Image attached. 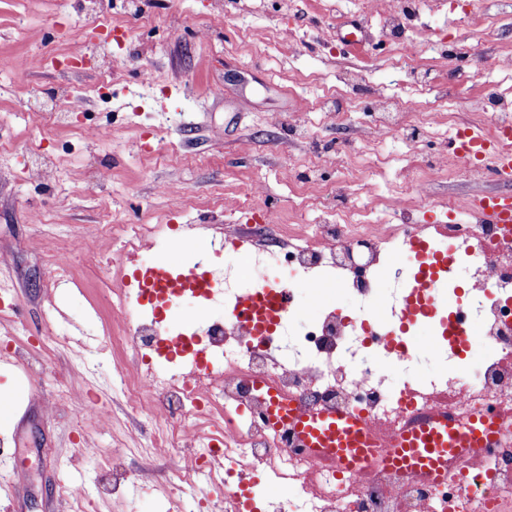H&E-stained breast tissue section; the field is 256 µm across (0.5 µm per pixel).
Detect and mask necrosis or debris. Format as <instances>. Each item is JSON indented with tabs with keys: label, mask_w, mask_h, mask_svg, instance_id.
<instances>
[{
	"label": "necrosis or debris",
	"mask_w": 512,
	"mask_h": 512,
	"mask_svg": "<svg viewBox=\"0 0 512 512\" xmlns=\"http://www.w3.org/2000/svg\"><path fill=\"white\" fill-rule=\"evenodd\" d=\"M368 15L394 46L389 65L416 75L417 49L407 36L421 0H364ZM446 116L420 100L380 98L374 135L419 136L445 124ZM458 224H415L401 211L396 224H372L354 211L335 221L300 226L274 240L258 241L251 285L276 283L285 304L273 330L259 334L244 320L224 317L203 336L186 339V351L201 347L200 370H185L168 355L157 318L137 304L133 289L113 278L111 323L122 333L121 352L133 363L123 370L121 395L131 414L153 413L155 445L183 442L187 454L173 458L182 494L202 483L224 487V512H244L233 478L260 471L263 499L271 512H512V446L499 445L449 455L441 481L388 466L384 448L413 417L446 410L466 421L498 414L512 438V235L504 225L482 222L474 200H452ZM420 271L433 290L418 295L421 323H397L389 339L376 332L378 308L395 306L406 275ZM332 278L354 303L349 313L322 306L318 319L298 324L295 281L320 289ZM388 291H381L379 281ZM458 296L450 311L430 304ZM480 323L479 341L460 330ZM433 339L422 347L419 324ZM480 348L478 361L466 354ZM433 374L420 372L423 353ZM303 408L350 407L372 423L380 447L369 466L349 468L337 458L319 459L287 429L267 420L271 397ZM293 495L279 496L282 486Z\"/></svg>",
	"instance_id": "4bbe7bcc"
}]
</instances>
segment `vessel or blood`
Wrapping results in <instances>:
<instances>
[{"label":"vessel or blood","instance_id":"obj_1","mask_svg":"<svg viewBox=\"0 0 512 512\" xmlns=\"http://www.w3.org/2000/svg\"><path fill=\"white\" fill-rule=\"evenodd\" d=\"M454 156L474 161L482 176L500 183L512 181V126H504L497 138H490L480 126L466 129L451 143ZM483 219L491 224H512V193H490L480 197ZM151 278L163 286L161 304L173 305L188 282L202 280L196 268L185 267L179 273L163 268L150 272ZM422 279L406 280L404 298L397 311L402 321L413 319L416 307L413 299L421 291ZM271 425L290 428L304 447L317 453L339 457L352 466L368 462L376 448L367 419L351 409L336 408L303 412L291 403L272 399L268 412ZM504 427L497 416L483 414L462 422L449 413L426 414L395 440L394 451L385 457L386 464L407 469L423 470L440 476L448 457L468 449L486 448L499 444Z\"/></svg>","mask_w":512,"mask_h":512}]
</instances>
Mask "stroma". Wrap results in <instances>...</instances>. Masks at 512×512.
Here are the masks:
<instances>
[{
    "label": "stroma",
    "mask_w": 512,
    "mask_h": 512,
    "mask_svg": "<svg viewBox=\"0 0 512 512\" xmlns=\"http://www.w3.org/2000/svg\"><path fill=\"white\" fill-rule=\"evenodd\" d=\"M464 0H425L410 38L424 47L428 34L452 36L471 47L475 66L461 69L444 55L419 56L422 77L391 70L390 43L376 24L360 50L346 52L336 42V26L363 19L360 0H339L325 10L321 0H144L141 9L112 7V23L123 34L112 47V65L92 58L79 68H9L16 55H61L78 44L80 20L65 0H0V138L15 150L0 151V285L8 288L0 304V396L12 399L0 414V448L9 461L0 464V512H58L60 488L87 489L85 512H124V492H113L111 473L121 468L132 477L150 473L156 485H168L169 464L182 444L153 447V416L133 418L125 409L113 365L119 354L106 322L108 291L104 281L122 269L119 241L94 234L103 212L117 224H173L169 240L152 247L153 262L211 255L214 224H260L272 236L281 224H326L337 212L356 210L378 224H392L389 199L411 193L415 170L446 161L447 126L416 140L388 137L379 146L381 160L363 158L361 174L373 189L357 190L345 163H326L335 151L358 153L370 140L377 96L421 97L426 106L449 110L456 123L479 108L484 87L499 83L512 98V71L495 68L512 55V29L493 22L449 27L462 16ZM249 48H242V41ZM362 73L339 101L342 124L322 120L319 107L337 75L349 68ZM156 72L154 94L140 92L143 71ZM467 83H459V74ZM108 78L112 94L100 103L91 89ZM62 87L83 106L74 125L97 127L93 139L78 138L30 121L34 95ZM306 122L295 126L294 115ZM41 151L65 155L50 187L28 181L23 164ZM319 159L317 170L304 157ZM178 184L192 198L165 194ZM261 186L262 199L247 191ZM484 177L449 176L429 183L432 206L414 210L421 224L454 221L448 198L464 199L504 191ZM48 212L41 221L39 212ZM91 236L95 263L76 257L72 279L59 283L44 257L63 242ZM66 336L49 356L37 348L41 336ZM80 401L98 402L110 423L92 424L77 412L46 407L62 392ZM103 448L87 457V445ZM125 449L117 458L111 451ZM219 494L198 487L168 499L149 493L137 512H220Z\"/></svg>",
    "instance_id": "1"
}]
</instances>
